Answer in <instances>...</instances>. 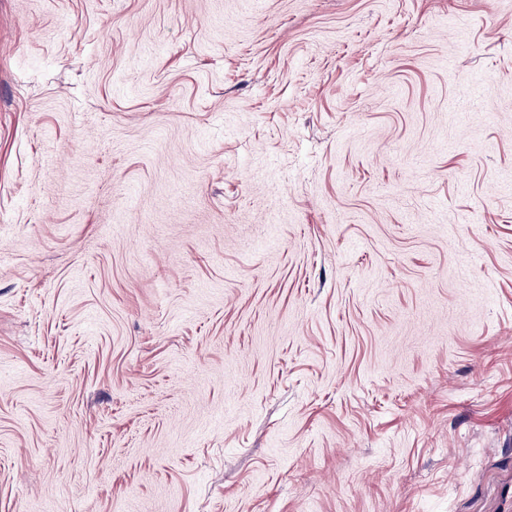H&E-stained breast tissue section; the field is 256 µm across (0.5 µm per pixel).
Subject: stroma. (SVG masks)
I'll return each instance as SVG.
<instances>
[{
    "instance_id": "35a3bbf8",
    "label": "stroma",
    "mask_w": 512,
    "mask_h": 512,
    "mask_svg": "<svg viewBox=\"0 0 512 512\" xmlns=\"http://www.w3.org/2000/svg\"><path fill=\"white\" fill-rule=\"evenodd\" d=\"M0 512H512V0H0Z\"/></svg>"
}]
</instances>
